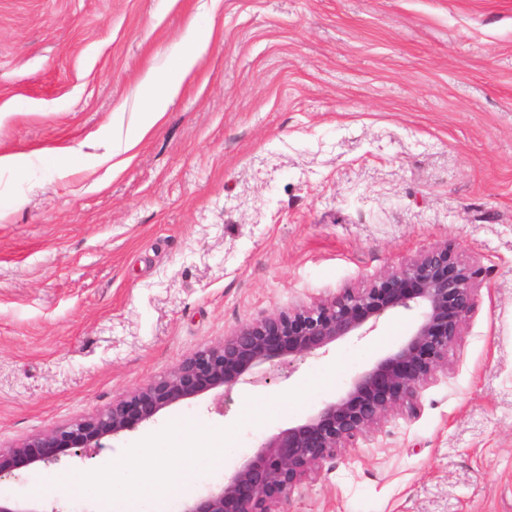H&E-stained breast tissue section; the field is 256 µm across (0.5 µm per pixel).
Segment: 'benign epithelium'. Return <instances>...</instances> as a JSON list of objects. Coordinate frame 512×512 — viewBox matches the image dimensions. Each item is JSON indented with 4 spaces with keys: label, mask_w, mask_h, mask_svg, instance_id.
<instances>
[{
    "label": "benign epithelium",
    "mask_w": 512,
    "mask_h": 512,
    "mask_svg": "<svg viewBox=\"0 0 512 512\" xmlns=\"http://www.w3.org/2000/svg\"><path fill=\"white\" fill-rule=\"evenodd\" d=\"M480 274L451 248L439 246L385 270L367 288H344L312 307L246 324L159 380L112 399L106 410L1 447L0 478L30 465L47 469L63 456L90 458L104 447V438L150 423L175 403L220 387L227 394L266 363L326 355L339 341L369 335L393 312L415 313L408 338L357 372L341 395L267 438L222 484L177 502L174 510L288 512L294 490L340 449L367 437L390 415H418L420 391L448 369V350L473 309ZM0 512L61 510L39 499L6 498Z\"/></svg>",
    "instance_id": "1"
}]
</instances>
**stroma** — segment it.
<instances>
[{"label": "stroma", "mask_w": 512, "mask_h": 512, "mask_svg": "<svg viewBox=\"0 0 512 512\" xmlns=\"http://www.w3.org/2000/svg\"><path fill=\"white\" fill-rule=\"evenodd\" d=\"M213 35L112 174V123ZM0 445L108 408L239 327L450 246L483 277L417 418L388 417L295 490L290 512H512V0H0ZM68 169L58 175V166ZM267 380L0 479L27 498L125 459L180 418L239 448L304 419L410 333Z\"/></svg>", "instance_id": "35a3bbf8"}]
</instances>
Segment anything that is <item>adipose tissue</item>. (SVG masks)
Here are the masks:
<instances>
[{"mask_svg": "<svg viewBox=\"0 0 512 512\" xmlns=\"http://www.w3.org/2000/svg\"><path fill=\"white\" fill-rule=\"evenodd\" d=\"M146 107L125 136L112 140L113 170H120L124 156L133 150L162 118L168 101L180 89L178 78L148 74ZM195 424L174 423L150 435L132 449L122 463L97 473L79 476L76 481L57 485L59 495L92 497L101 512H159L172 489H190L201 465H215L235 452L229 434L207 440Z\"/></svg>", "mask_w": 512, "mask_h": 512, "instance_id": "adipose-tissue-1", "label": "adipose tissue"}]
</instances>
